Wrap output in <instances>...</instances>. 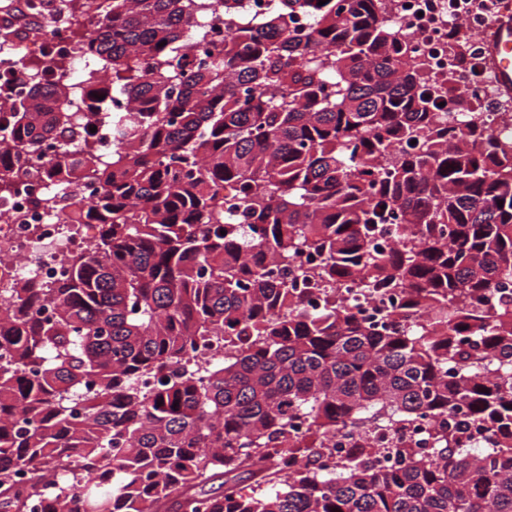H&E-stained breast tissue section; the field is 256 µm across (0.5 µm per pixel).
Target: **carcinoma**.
<instances>
[{
  "label": "carcinoma",
  "instance_id": "1",
  "mask_svg": "<svg viewBox=\"0 0 512 512\" xmlns=\"http://www.w3.org/2000/svg\"><path fill=\"white\" fill-rule=\"evenodd\" d=\"M90 2L68 15L91 62L79 82L45 51L0 118V196L102 189L73 212L98 237L64 279L0 290V512H512V300L473 308L512 278V141L444 125L454 90L426 87L380 0H279L254 26L239 0ZM208 14L224 18L215 52ZM100 96L139 115L109 116L136 145L107 157L95 113L71 110ZM44 145L49 163L24 157ZM380 224L416 239L383 257ZM303 253L321 263L270 270ZM354 281L402 301L362 318L335 297ZM309 287L326 310L289 309ZM214 341L227 357L200 378L185 359ZM383 415L448 426L429 457L360 431L336 474L317 465L328 436ZM471 425L499 448L465 445Z\"/></svg>",
  "mask_w": 512,
  "mask_h": 512
}]
</instances>
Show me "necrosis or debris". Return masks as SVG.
<instances>
[{
  "mask_svg": "<svg viewBox=\"0 0 512 512\" xmlns=\"http://www.w3.org/2000/svg\"><path fill=\"white\" fill-rule=\"evenodd\" d=\"M381 7L395 35L416 47L427 84L450 83L458 96L470 102L466 111L455 100L447 102L442 121L462 127L477 119L498 139L512 140V110L504 108L491 69L483 68L480 76H473L448 46V27L454 23L462 25L470 45L481 44L491 23L481 0H470L459 14L449 12L448 0H382ZM49 191V185L35 183L0 201V289L17 277L47 285L59 281L66 272L67 257L85 250L95 239L97 226L72 223L71 208L49 210L40 204V196ZM342 294L346 304L364 317L400 301L399 295L368 290L357 282Z\"/></svg>",
  "mask_w": 512,
  "mask_h": 512,
  "instance_id": "obj_1",
  "label": "necrosis or debris"
}]
</instances>
